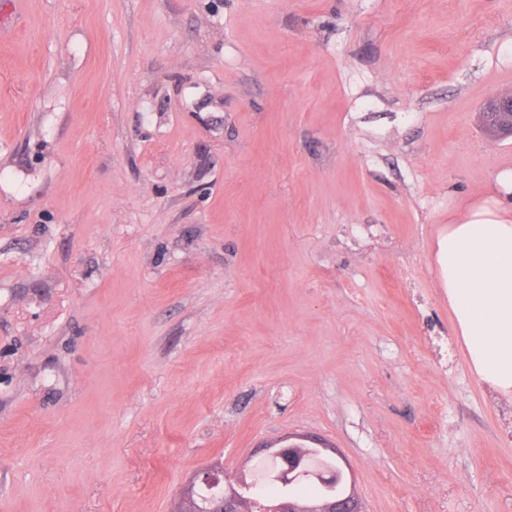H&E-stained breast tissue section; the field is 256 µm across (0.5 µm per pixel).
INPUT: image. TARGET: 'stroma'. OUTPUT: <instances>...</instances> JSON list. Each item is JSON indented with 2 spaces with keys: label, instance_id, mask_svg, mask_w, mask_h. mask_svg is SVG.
Masks as SVG:
<instances>
[{
  "label": "stroma",
  "instance_id": "1",
  "mask_svg": "<svg viewBox=\"0 0 512 512\" xmlns=\"http://www.w3.org/2000/svg\"><path fill=\"white\" fill-rule=\"evenodd\" d=\"M509 91L512 0H0V512H173L291 434L365 512H512L434 265Z\"/></svg>",
  "mask_w": 512,
  "mask_h": 512
}]
</instances>
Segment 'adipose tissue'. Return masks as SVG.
<instances>
[{"mask_svg": "<svg viewBox=\"0 0 512 512\" xmlns=\"http://www.w3.org/2000/svg\"><path fill=\"white\" fill-rule=\"evenodd\" d=\"M436 265L470 369L512 397V169L456 213L437 239Z\"/></svg>", "mask_w": 512, "mask_h": 512, "instance_id": "adipose-tissue-1", "label": "adipose tissue"}]
</instances>
